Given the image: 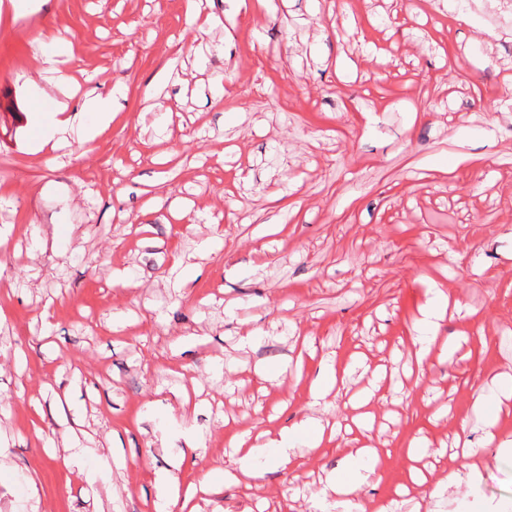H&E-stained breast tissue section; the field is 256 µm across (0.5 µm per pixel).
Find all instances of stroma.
Wrapping results in <instances>:
<instances>
[{
    "label": "stroma",
    "instance_id": "stroma-1",
    "mask_svg": "<svg viewBox=\"0 0 512 512\" xmlns=\"http://www.w3.org/2000/svg\"><path fill=\"white\" fill-rule=\"evenodd\" d=\"M55 49L58 74L40 62ZM114 86L107 126L39 149L50 107ZM434 288L450 302L421 370L411 329ZM332 363L350 375L311 406ZM497 375L512 0H0V512H158L157 478L206 464L221 493L197 512H315L348 445H298L291 471L266 452L255 488L229 484L231 440L361 398L382 452L363 512L413 469L458 480L396 512H512V458L481 422L459 430Z\"/></svg>",
    "mask_w": 512,
    "mask_h": 512
}]
</instances>
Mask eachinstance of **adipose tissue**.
I'll use <instances>...</instances> for the list:
<instances>
[{
  "instance_id": "obj_1",
  "label": "adipose tissue",
  "mask_w": 512,
  "mask_h": 512,
  "mask_svg": "<svg viewBox=\"0 0 512 512\" xmlns=\"http://www.w3.org/2000/svg\"><path fill=\"white\" fill-rule=\"evenodd\" d=\"M370 430V418L365 412L356 414L346 424L345 431L353 435L354 446L343 466L320 489L317 495L320 506L335 508L336 512H355V494L360 486L375 476L380 461ZM302 435L307 436V445L311 448L321 447L332 439L324 425L310 418L283 429L279 438L273 441H260L246 434L235 437L233 446L237 470L232 475L233 480L256 483L260 474L254 469L253 462L270 447L275 448L282 463L292 464L297 457L295 442Z\"/></svg>"
}]
</instances>
